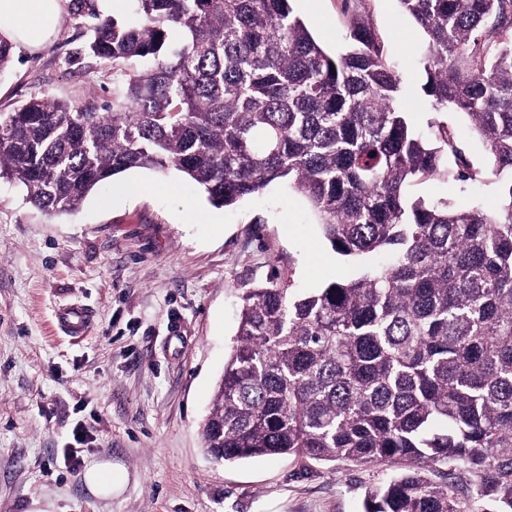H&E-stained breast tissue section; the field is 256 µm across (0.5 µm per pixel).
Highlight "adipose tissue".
Wrapping results in <instances>:
<instances>
[{
	"mask_svg": "<svg viewBox=\"0 0 512 512\" xmlns=\"http://www.w3.org/2000/svg\"><path fill=\"white\" fill-rule=\"evenodd\" d=\"M64 0H0V35L31 47L52 33Z\"/></svg>",
	"mask_w": 512,
	"mask_h": 512,
	"instance_id": "obj_1",
	"label": "adipose tissue"
}]
</instances>
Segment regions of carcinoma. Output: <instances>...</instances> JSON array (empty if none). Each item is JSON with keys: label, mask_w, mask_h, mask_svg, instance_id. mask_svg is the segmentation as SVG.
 <instances>
[{"label": "carcinoma", "mask_w": 512, "mask_h": 512, "mask_svg": "<svg viewBox=\"0 0 512 512\" xmlns=\"http://www.w3.org/2000/svg\"><path fill=\"white\" fill-rule=\"evenodd\" d=\"M77 2L112 102L0 112V178L35 207L72 212L131 169L174 167L218 208L285 181L333 251L385 256L310 293L245 291L206 452L410 462L421 470L370 487L365 512H512V0H398L426 36L425 95L486 145L494 208L406 198L413 180L476 172L451 132L434 144L411 128L356 15L331 54L291 0H130L103 19ZM438 465L448 481L424 473Z\"/></svg>", "instance_id": "cac0c4a2"}]
</instances>
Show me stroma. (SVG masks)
<instances>
[{"instance_id":"obj_1","label":"stroma","mask_w":512,"mask_h":512,"mask_svg":"<svg viewBox=\"0 0 512 512\" xmlns=\"http://www.w3.org/2000/svg\"><path fill=\"white\" fill-rule=\"evenodd\" d=\"M325 49L347 44L351 13L377 31L401 78L413 127L458 133L476 181L435 175L409 199L452 205L498 201L489 155L460 112L435 110L422 86L425 34L398 0H293ZM91 20L65 4L51 37L15 45L0 73V112L33 97L73 103L112 96V66L84 54ZM140 194L118 198L120 183ZM367 265L336 254L305 198L281 183L233 208H214L176 169H132L93 191L71 215L42 212L0 179V512H364L369 485L406 464L362 465L295 456L214 463L202 425L234 346L248 288L287 282L302 293L361 276ZM87 309L69 335L57 315ZM88 434L75 445L73 433ZM76 448L79 466L63 461ZM109 462L126 476L105 498L83 480Z\"/></svg>"}]
</instances>
